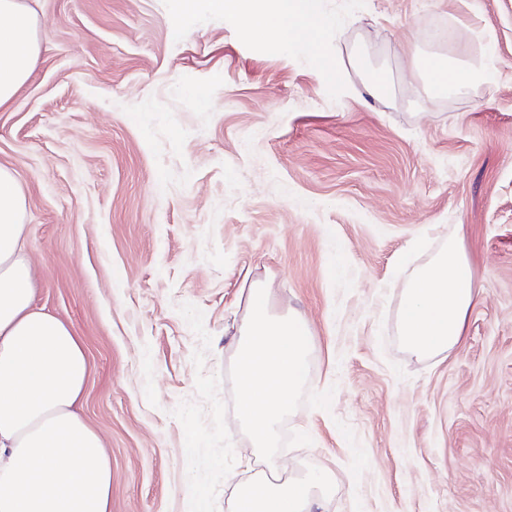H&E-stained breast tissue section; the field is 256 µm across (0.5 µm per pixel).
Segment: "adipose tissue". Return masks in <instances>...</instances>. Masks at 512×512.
Masks as SVG:
<instances>
[{"label":"adipose tissue","mask_w":512,"mask_h":512,"mask_svg":"<svg viewBox=\"0 0 512 512\" xmlns=\"http://www.w3.org/2000/svg\"><path fill=\"white\" fill-rule=\"evenodd\" d=\"M186 16L205 10L241 17L282 47L322 57L317 33L327 22L319 0H180ZM37 18L26 0H0V107L13 99L38 59ZM431 99L494 81L485 66L411 55ZM25 198L0 167V512H111L112 471L101 437L77 412L89 364L81 341L35 304ZM477 290L457 239L417 268L404 290L400 336L415 355L458 347Z\"/></svg>","instance_id":"adipose-tissue-1"}]
</instances>
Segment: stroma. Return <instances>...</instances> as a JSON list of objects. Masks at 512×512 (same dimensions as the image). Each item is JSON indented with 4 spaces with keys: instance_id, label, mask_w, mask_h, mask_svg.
Here are the masks:
<instances>
[{
    "instance_id": "1",
    "label": "stroma",
    "mask_w": 512,
    "mask_h": 512,
    "mask_svg": "<svg viewBox=\"0 0 512 512\" xmlns=\"http://www.w3.org/2000/svg\"><path fill=\"white\" fill-rule=\"evenodd\" d=\"M40 54L0 108L25 197L35 302L83 345L79 411L112 512H232L257 449L233 409L251 289L311 332L282 431L325 512H512V0H320L330 63L177 0H38ZM495 82L419 93L409 47ZM397 94L364 89L359 54ZM207 91L198 105L193 91ZM457 235L478 299L462 345L399 335L414 267ZM191 456H184V448Z\"/></svg>"
}]
</instances>
